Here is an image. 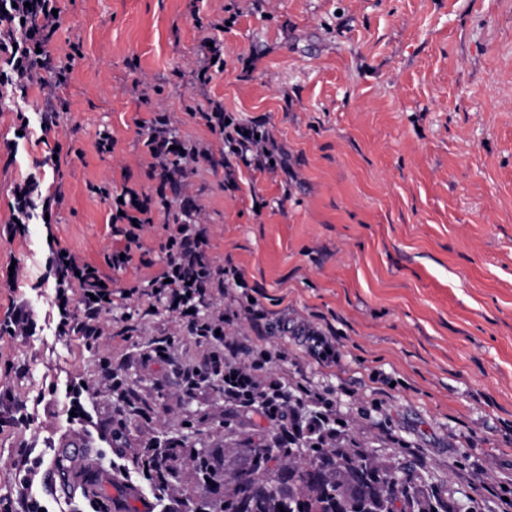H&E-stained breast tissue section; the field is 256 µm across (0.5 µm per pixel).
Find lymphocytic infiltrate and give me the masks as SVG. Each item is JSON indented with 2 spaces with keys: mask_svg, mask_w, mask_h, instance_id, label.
<instances>
[{
  "mask_svg": "<svg viewBox=\"0 0 512 512\" xmlns=\"http://www.w3.org/2000/svg\"><path fill=\"white\" fill-rule=\"evenodd\" d=\"M59 2L0 0V101L23 99L30 88H39L47 103L48 115L41 123L45 134L56 127L59 114L70 109L69 101L60 96L59 90L67 83L75 56L70 53L60 60L48 49L60 26L59 17L53 14ZM205 121L212 132L222 137L226 155L247 166L267 167L274 161L272 150L266 146L269 135L263 126L241 123L218 103L206 112ZM166 124V115H155L147 139L149 151L161 169L154 195L142 197L127 188L112 203V223L117 227V235L126 242L122 251L112 252L113 266H120L121 255L130 254L132 245L139 243L140 215L149 211L152 200L167 198L170 176L164 167L170 142L165 136ZM205 244L194 225H178L165 244V266L149 282L146 292L154 302L176 309L189 334L211 349L198 370L187 372L185 390L193 392L198 384L216 379L225 398L240 405L259 406L265 414L276 415L279 408L287 407L288 401L280 396V380L267 374L272 353L261 349L251 352L248 359H241V345L229 330L234 311L206 316L199 313L200 307L215 296L228 295L241 277L235 267L215 266ZM54 267L56 300L61 304L59 332L88 346L99 343L103 335L100 320L112 309V294L127 299L141 292L136 286L113 291L96 266L74 260L63 248L55 253Z\"/></svg>",
  "mask_w": 512,
  "mask_h": 512,
  "instance_id": "1",
  "label": "lymphocytic infiltrate"
}]
</instances>
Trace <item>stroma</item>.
<instances>
[{"instance_id":"35a3bbf8","label":"stroma","mask_w":512,"mask_h":512,"mask_svg":"<svg viewBox=\"0 0 512 512\" xmlns=\"http://www.w3.org/2000/svg\"><path fill=\"white\" fill-rule=\"evenodd\" d=\"M61 6L51 53L82 52L63 90L70 111L45 135L38 89L0 109V321L15 302L33 321L28 337L0 335V397L25 401L29 415L0 430V498L16 490L26 450L58 457L70 488L100 499V512H141L148 481L118 493L112 460L170 439L239 468L249 438L272 425L214 383L183 395V374L206 347L147 298L115 302L96 346L56 329V249L116 288L164 265L171 214H145L141 245L118 268L110 206L91 191H152L145 141L162 111L169 135L203 156L184 184L202 208L208 254L236 266L267 313L261 330L240 318L232 332L285 353L269 372L289 388L332 392L347 433L376 456L409 463L419 449L424 484L459 512H501L512 499V0ZM233 14L223 72L198 83L203 38ZM215 100L269 130L276 168L222 163V137L196 114ZM31 175L35 221L18 234L15 189ZM308 331L331 334L336 363L316 360ZM164 338L172 346L154 351ZM104 357L150 417L124 413ZM78 382L86 417L74 421L68 389ZM89 451L97 470L85 465Z\"/></svg>"}]
</instances>
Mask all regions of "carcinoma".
I'll use <instances>...</instances> for the list:
<instances>
[{
  "label": "carcinoma",
  "instance_id": "cac0c4a2",
  "mask_svg": "<svg viewBox=\"0 0 512 512\" xmlns=\"http://www.w3.org/2000/svg\"><path fill=\"white\" fill-rule=\"evenodd\" d=\"M246 452L266 460L213 473V457L205 450L157 441L135 454L129 467L160 490L173 487L181 463L190 461L203 493L197 512H392L397 500L402 512H456L422 485L413 466L377 458L341 429H313L299 409L288 408Z\"/></svg>",
  "mask_w": 512,
  "mask_h": 512
}]
</instances>
